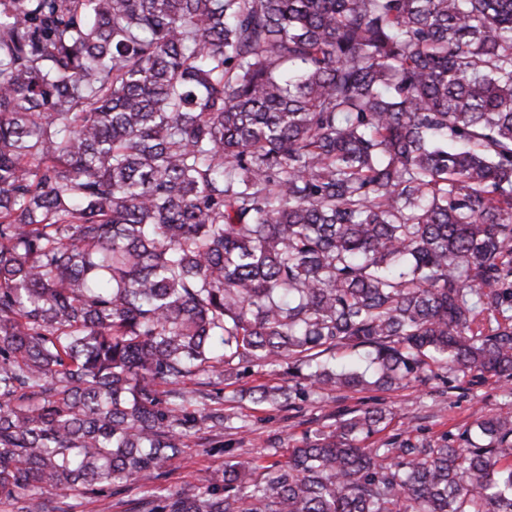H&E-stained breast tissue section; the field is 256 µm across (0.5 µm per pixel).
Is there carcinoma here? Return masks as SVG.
I'll return each instance as SVG.
<instances>
[{
  "label": "carcinoma",
  "instance_id": "obj_1",
  "mask_svg": "<svg viewBox=\"0 0 512 512\" xmlns=\"http://www.w3.org/2000/svg\"><path fill=\"white\" fill-rule=\"evenodd\" d=\"M262 365L512 381V0H0V502L178 464ZM391 420L138 512H512V415Z\"/></svg>",
  "mask_w": 512,
  "mask_h": 512
}]
</instances>
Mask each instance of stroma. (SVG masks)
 <instances>
[{
    "label": "stroma",
    "instance_id": "35a3bbf8",
    "mask_svg": "<svg viewBox=\"0 0 512 512\" xmlns=\"http://www.w3.org/2000/svg\"><path fill=\"white\" fill-rule=\"evenodd\" d=\"M281 371L255 367L236 379L224 382L223 431L202 429L187 442L182 461L158 470L156 477L99 493L60 496L51 512H133L144 491L159 488L167 493L191 494L198 487L224 480L227 454L257 457L276 449L287 460L307 431L328 425L334 414L359 407L382 404L394 414L387 436L398 434L418 439H434L444 433L459 434L477 418L512 414V384L493 378L459 388L448 386L447 377L411 380L394 391L342 390L328 395L309 394L294 406L274 408L254 402L251 393L261 384L283 385Z\"/></svg>",
    "mask_w": 512,
    "mask_h": 512
}]
</instances>
